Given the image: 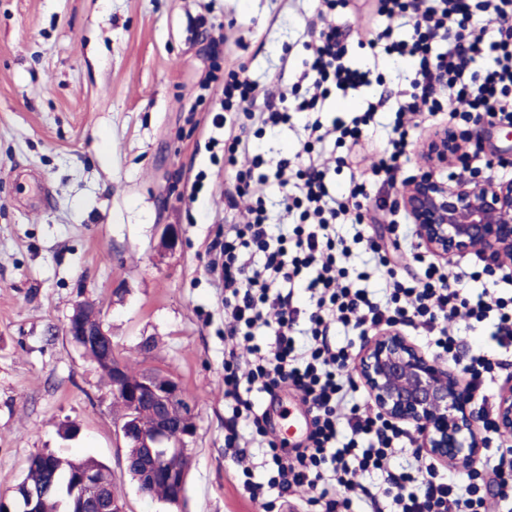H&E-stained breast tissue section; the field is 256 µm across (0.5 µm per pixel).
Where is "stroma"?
<instances>
[{
	"label": "stroma",
	"instance_id": "1",
	"mask_svg": "<svg viewBox=\"0 0 512 512\" xmlns=\"http://www.w3.org/2000/svg\"><path fill=\"white\" fill-rule=\"evenodd\" d=\"M318 0H0V496H12L32 457H93L112 472L127 512H283L277 492L254 503L224 454L230 412L224 399V292L210 272L211 245L224 238V131L214 125L221 97L202 89L210 70L245 68L259 95L276 92L283 63H300ZM378 0L336 13L347 60L373 67L379 82L331 95L323 122L351 119L370 93L385 94L368 132L385 140L392 105L409 87L403 59L372 60L361 48L366 22L387 25ZM305 122L252 138L272 163L302 145ZM460 118L421 116L399 178L415 175L419 144ZM480 150L459 177H500L512 163V125L482 122ZM50 200H43V190ZM371 209L365 231L386 251L398 279L420 275L409 248L415 224L392 225ZM176 225L175 249L163 245ZM98 308L112 345L126 359L163 369L196 401L197 433L183 508L140 494L125 467L112 397L100 372L65 333L74 308ZM492 322L458 324L460 358L487 352L500 361L492 394L512 387V351L491 340ZM275 410L277 435L297 444L289 424L312 416L291 386Z\"/></svg>",
	"mask_w": 512,
	"mask_h": 512
}]
</instances>
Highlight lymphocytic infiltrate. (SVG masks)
Listing matches in <instances>:
<instances>
[{"label": "lymphocytic infiltrate", "mask_w": 512, "mask_h": 512, "mask_svg": "<svg viewBox=\"0 0 512 512\" xmlns=\"http://www.w3.org/2000/svg\"><path fill=\"white\" fill-rule=\"evenodd\" d=\"M381 3L382 15L405 20L409 31L403 38L390 26L369 32L368 47L413 63L409 89L396 103L397 118L372 170L390 185L412 145L405 113L447 110L468 123H512V0ZM347 4L348 0H322L317 20L310 25L307 56L289 89L261 99L255 84L236 72L221 88L224 113L218 122L228 128L224 152L230 167H235L237 153L249 148L240 115L271 130L287 125L293 113L310 116L301 152L280 158L270 171L264 170L262 157H254L252 168L237 170L234 183L224 190L232 210L238 198H254L246 222L225 225L224 240L211 265L224 287V335L239 344L224 357V396L233 401V414L243 417L244 424L230 429L224 446L237 460L243 458L247 443L263 448L267 483L252 481L250 468L242 470L244 487L256 502L263 501L271 487L283 496L303 493L307 503H324L325 512H346L355 497L369 493L367 486L356 483V475L380 473L393 512H485L478 472L463 477L433 464L391 472L392 448L402 446L419 455L420 434L347 405L352 358L347 348L328 341L336 324L364 333L382 326H413L428 333L438 353L449 355L456 352L458 339L449 334L448 321L463 317L481 322L491 317L497 346L512 348V296H500L494 288L471 294L467 284L481 278V271L447 270L425 263L418 252L413 258L423 265L421 275L409 282L397 280L387 255L363 230L371 208H384L385 200L370 196L369 177L364 176L352 179L344 193H335L327 168L313 155L315 145L330 141L346 150L338 166L357 165L356 148L377 110L371 102L351 122L337 119L327 125L320 119L332 93L371 84L369 72L345 62L347 49L341 43L336 11ZM271 180L281 190L286 214L293 218L291 232H271L266 202L255 192L256 186ZM340 224L356 226L353 239L337 233ZM355 243L376 253V269L384 273L390 289L386 302L373 301L350 281L345 261ZM258 253L264 256L260 265L254 262ZM300 283L309 294L310 308L293 304V290ZM260 328L271 336V343L254 344ZM284 386L301 391L313 422L306 446L291 460L282 455L283 443L268 438L263 416L241 394L248 387L272 396ZM343 429L348 439L340 445L336 439Z\"/></svg>", "instance_id": "obj_1"}]
</instances>
